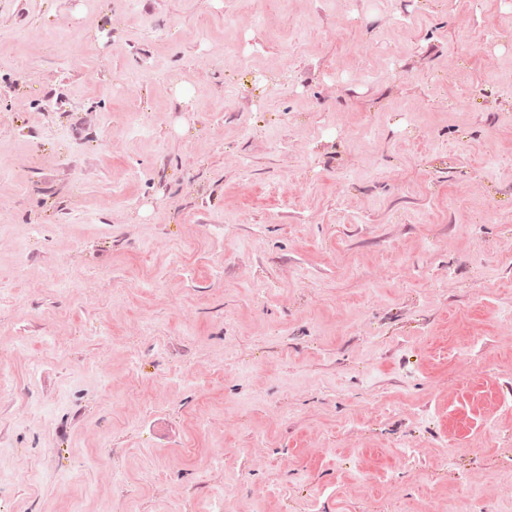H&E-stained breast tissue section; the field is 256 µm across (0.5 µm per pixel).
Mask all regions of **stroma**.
<instances>
[{"mask_svg": "<svg viewBox=\"0 0 512 512\" xmlns=\"http://www.w3.org/2000/svg\"><path fill=\"white\" fill-rule=\"evenodd\" d=\"M0 512H512V0H0Z\"/></svg>", "mask_w": 512, "mask_h": 512, "instance_id": "obj_1", "label": "stroma"}]
</instances>
